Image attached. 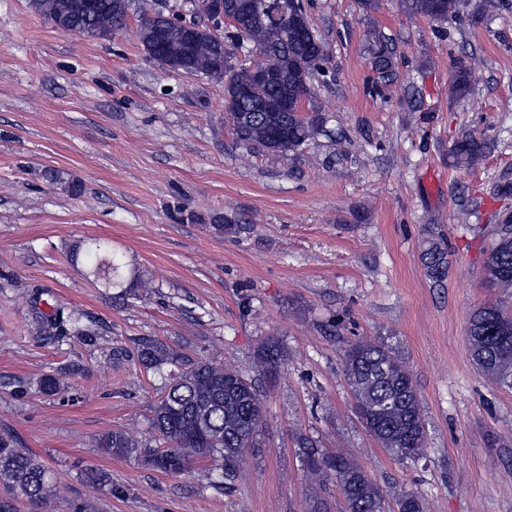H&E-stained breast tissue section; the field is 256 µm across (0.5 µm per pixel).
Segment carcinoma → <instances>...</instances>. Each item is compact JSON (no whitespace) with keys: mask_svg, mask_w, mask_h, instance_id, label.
Returning a JSON list of instances; mask_svg holds the SVG:
<instances>
[{"mask_svg":"<svg viewBox=\"0 0 512 512\" xmlns=\"http://www.w3.org/2000/svg\"><path fill=\"white\" fill-rule=\"evenodd\" d=\"M410 18H424L446 23L460 10V0H398ZM35 11L66 32L91 36H111L127 25L129 0H94L83 11L75 0H32ZM186 24L179 11L157 13L139 24V39L148 49L152 33L163 28L170 45L180 42ZM248 42L236 43V35L217 37L204 30L198 33L193 58L179 63L162 51L149 53L150 59L174 71L205 75L224 84V105L238 140L257 144L270 152H297L323 130L324 117L301 114L302 103L314 97L313 80L324 75L326 58L312 62L310 39L314 29L297 34L285 22L273 20L266 10L251 11L243 19ZM367 51L375 73V89L383 94L396 76V57L389 42L378 30L369 32ZM248 54L258 53L263 62L252 65L237 60L225 45ZM476 58H458L452 64L449 94L463 100L472 93V73ZM490 150L483 136L466 132L450 149L452 166L472 169ZM46 180L78 195L82 184L65 179L57 170L45 172ZM495 241L484 259L486 281L502 288H512V218L496 225ZM89 262L88 276L102 288L120 289L123 296L135 287V276L127 264L112 252V245L102 238H88L81 243L73 259ZM427 276L435 283L448 272V250L431 237L422 251ZM50 336H91V327L82 323L74 310L55 309L40 322ZM471 356L479 371L504 388L512 389V312L498 304L477 308L469 328ZM138 361L148 370L173 367L169 383L151 405L149 422L155 438L164 447L148 443L124 429H113L99 438L98 448L109 456L134 459L163 473L179 474L195 464L204 467L207 479L218 475L225 487L234 482L245 449L255 446L263 423L264 408L259 385L242 373L210 361L193 360L163 343L143 337L137 343ZM348 387L356 411L381 446L402 462L420 459L426 450V430L421 399L413 376L395 348L384 341L356 339L343 349ZM265 378L276 376L280 352L270 346L258 356ZM306 467L325 481L336 483L344 512H384L380 487L358 462L346 455H326L308 439L299 442ZM52 477L40 459L18 447L15 439L0 436V512H18L16 502L24 497L32 504H42L51 495ZM397 512H426L422 498L404 493L395 502Z\"/></svg>","mask_w":512,"mask_h":512,"instance_id":"carcinoma-1","label":"carcinoma"}]
</instances>
